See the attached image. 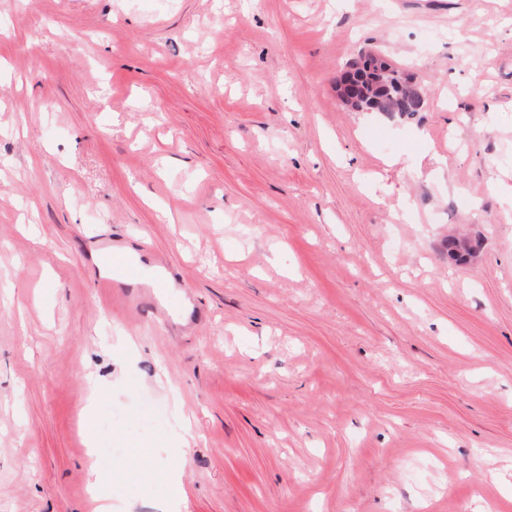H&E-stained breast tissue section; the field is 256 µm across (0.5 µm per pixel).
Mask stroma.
Listing matches in <instances>:
<instances>
[{
	"label": "stroma",
	"mask_w": 512,
	"mask_h": 512,
	"mask_svg": "<svg viewBox=\"0 0 512 512\" xmlns=\"http://www.w3.org/2000/svg\"><path fill=\"white\" fill-rule=\"evenodd\" d=\"M511 193L512 0H0V512H512ZM382 66L386 67L378 73H374L376 67L366 73V81L363 85L369 93L366 101L372 107L365 103L361 110H355L360 93L349 81L347 71L341 72L336 78V98L340 105L357 112H366L367 109H371L372 112H395L406 117L421 112L424 97L422 95L420 97L417 90L407 83L404 70L394 65ZM105 263L108 269L121 273L126 279L137 281L143 278L144 273L140 267L132 264L126 256L120 253H107L105 255ZM92 476V497L99 503L97 512L115 511L112 506V493L110 490V476L104 471L95 467L91 468Z\"/></svg>",
	"instance_id": "35a3bbf8"
}]
</instances>
